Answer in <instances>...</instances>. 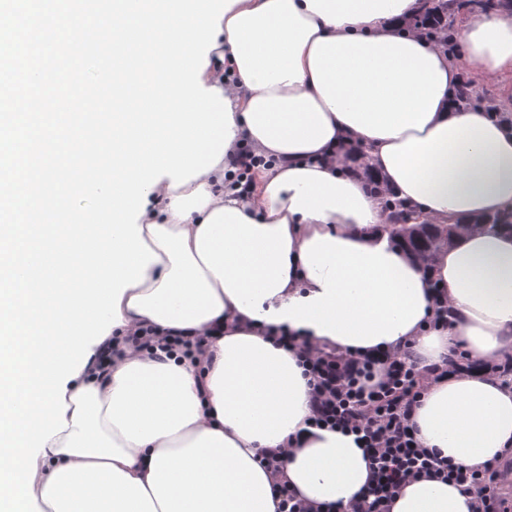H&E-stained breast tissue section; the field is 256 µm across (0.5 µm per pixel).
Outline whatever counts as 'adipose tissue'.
Instances as JSON below:
<instances>
[{
    "label": "adipose tissue",
    "instance_id": "ef3b65f1",
    "mask_svg": "<svg viewBox=\"0 0 512 512\" xmlns=\"http://www.w3.org/2000/svg\"><path fill=\"white\" fill-rule=\"evenodd\" d=\"M425 0H237L201 82L231 104L218 165L162 177L138 221L158 255L121 301L111 337L209 335L204 353L90 356L67 387L69 423L37 458L41 512H278L285 483L313 506L370 481L355 437L306 429L308 378L288 331L355 355L451 350L469 368L431 381L412 415L422 447L479 467L512 445V234L437 245L429 267L384 228L371 176L415 223L467 224L512 208V130L453 106L467 64L512 77V13L460 25L459 56L408 27ZM262 159L251 193L225 174ZM451 315L432 328L433 295ZM278 448V470L258 451ZM460 487L420 478L390 512H472Z\"/></svg>",
    "mask_w": 512,
    "mask_h": 512
}]
</instances>
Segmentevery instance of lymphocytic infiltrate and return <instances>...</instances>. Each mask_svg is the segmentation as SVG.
Wrapping results in <instances>:
<instances>
[{
  "label": "lymphocytic infiltrate",
  "instance_id": "obj_1",
  "mask_svg": "<svg viewBox=\"0 0 512 512\" xmlns=\"http://www.w3.org/2000/svg\"><path fill=\"white\" fill-rule=\"evenodd\" d=\"M311 387V426L355 433L373 467L370 483L341 512H389L409 480L431 477L454 483L473 497V512H512L499 485L512 473V449L473 469L422 448L411 416L434 369L419 366L410 352L353 356L300 343ZM382 375H375V365Z\"/></svg>",
  "mask_w": 512,
  "mask_h": 512
}]
</instances>
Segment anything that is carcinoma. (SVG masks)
Segmentation results:
<instances>
[{
	"label": "carcinoma",
	"mask_w": 512,
	"mask_h": 512,
	"mask_svg": "<svg viewBox=\"0 0 512 512\" xmlns=\"http://www.w3.org/2000/svg\"><path fill=\"white\" fill-rule=\"evenodd\" d=\"M408 24L440 35L448 32V0H427L425 10L409 19ZM381 203L386 231L426 269L430 268L431 253L438 241L450 243L458 234L472 229L464 224H412L406 204L386 190L381 192ZM479 223L512 232V209L483 218Z\"/></svg>",
	"instance_id": "cac0c4a2"
}]
</instances>
